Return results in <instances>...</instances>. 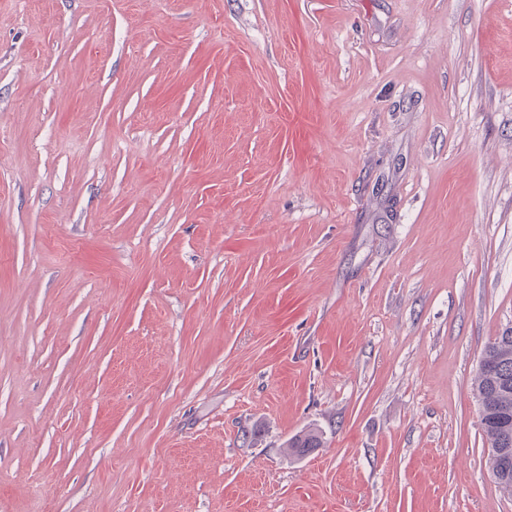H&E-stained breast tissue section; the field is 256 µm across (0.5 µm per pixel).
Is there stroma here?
I'll return each mask as SVG.
<instances>
[{
	"label": "stroma",
	"mask_w": 512,
	"mask_h": 512,
	"mask_svg": "<svg viewBox=\"0 0 512 512\" xmlns=\"http://www.w3.org/2000/svg\"><path fill=\"white\" fill-rule=\"evenodd\" d=\"M509 328L512 0H0V512H512ZM475 391L489 447L508 461L505 468L492 472L495 482L506 492L503 484L512 487V329L504 330L486 346Z\"/></svg>",
	"instance_id": "obj_1"
}]
</instances>
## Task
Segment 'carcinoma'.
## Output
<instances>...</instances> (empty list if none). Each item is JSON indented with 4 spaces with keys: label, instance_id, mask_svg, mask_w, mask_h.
<instances>
[{
    "label": "carcinoma",
    "instance_id": "1",
    "mask_svg": "<svg viewBox=\"0 0 512 512\" xmlns=\"http://www.w3.org/2000/svg\"><path fill=\"white\" fill-rule=\"evenodd\" d=\"M481 363L475 388L481 403V425L490 448L507 459V466L494 473V478L498 486L512 487V329L486 346ZM319 446L320 437L313 431L290 443L298 453Z\"/></svg>",
    "mask_w": 512,
    "mask_h": 512
}]
</instances>
